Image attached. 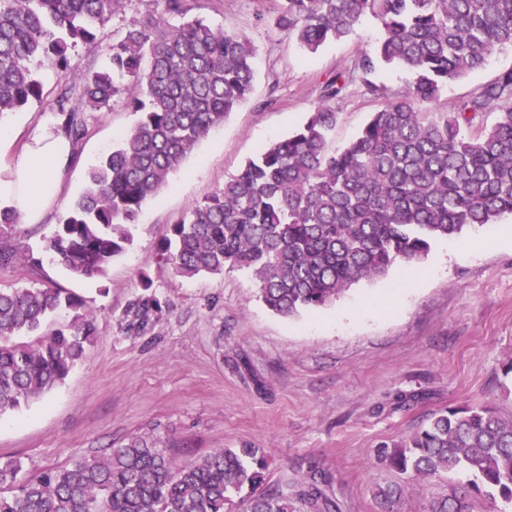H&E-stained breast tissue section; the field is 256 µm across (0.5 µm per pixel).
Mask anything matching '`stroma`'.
Instances as JSON below:
<instances>
[{"mask_svg":"<svg viewBox=\"0 0 512 512\" xmlns=\"http://www.w3.org/2000/svg\"><path fill=\"white\" fill-rule=\"evenodd\" d=\"M278 0H197L211 24L246 36L254 46L251 96L187 155L169 185L134 226V244L105 277L74 279L58 264L39 275L0 268V288L57 287L91 300L97 335L63 383L26 407L0 415V457L20 459L33 476L93 458L138 434L160 438L178 461L218 448L261 449L270 482L307 483L339 512H378V487L401 484L394 512H429L448 483L407 481L378 459L382 442L409 434L448 405L487 402L512 413L500 387L512 356V215L437 243L422 264L393 266L361 280L331 305L288 317L270 311L244 271L188 279L158 254L168 227L188 213L257 151L292 133L321 101L322 87L371 48L376 20L308 54L260 16ZM42 102L0 118L10 142L0 167L11 174L38 129L52 123L55 75L47 62ZM512 68V49L449 84L429 104L456 111L460 102ZM381 99L348 84L336 98L339 120L330 145L356 137ZM121 101L88 116V133L64 163L55 190L26 244L39 249L84 187V171L135 123ZM147 273L163 312L139 335L123 315Z\"/></svg>","mask_w":512,"mask_h":512,"instance_id":"obj_1","label":"stroma"}]
</instances>
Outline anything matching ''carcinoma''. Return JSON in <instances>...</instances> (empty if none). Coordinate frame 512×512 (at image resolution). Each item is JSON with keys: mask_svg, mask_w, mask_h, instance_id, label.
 I'll list each match as a JSON object with an SVG mask.
<instances>
[{"mask_svg": "<svg viewBox=\"0 0 512 512\" xmlns=\"http://www.w3.org/2000/svg\"><path fill=\"white\" fill-rule=\"evenodd\" d=\"M126 0H0V118L41 101L42 57L63 76L55 87L53 131L77 151L86 115L121 99L137 116L112 152L90 165L80 198L36 254L4 236L23 214L0 207V268L33 274L43 256L77 278L102 276L133 244L143 207L169 184L188 153L253 92L250 41L191 14L190 0H159L162 12L131 19L105 47L104 27ZM268 23L309 53L349 37L366 17L380 24L375 46L326 83L321 104L287 137L261 148L161 241L162 259L187 278L246 269L273 312L322 308L351 284L416 265L440 240L512 214V68L471 93L448 116L422 106L448 83L481 69L512 46V0H279ZM178 18L171 24L166 18ZM81 48L105 51L85 71ZM383 66L410 75L405 89L373 112L344 148H329L342 88L372 80ZM491 119L478 139L462 127ZM142 292L125 309L128 332L162 313ZM73 312L61 324L55 314ZM96 336L85 298L59 288L0 289V413L45 396L82 361ZM400 474L448 479L430 512H512V415L489 404L440 409L410 434L382 444ZM399 485L379 492L393 512ZM338 512L313 482H267L258 448H220L177 461L152 436L135 435L92 459L36 476L18 459L0 460V512Z\"/></svg>", "mask_w": 512, "mask_h": 512, "instance_id": "carcinoma-1", "label": "carcinoma"}]
</instances>
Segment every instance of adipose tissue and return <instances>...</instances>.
<instances>
[{"label": "adipose tissue", "mask_w": 512, "mask_h": 512, "mask_svg": "<svg viewBox=\"0 0 512 512\" xmlns=\"http://www.w3.org/2000/svg\"><path fill=\"white\" fill-rule=\"evenodd\" d=\"M68 152V142L43 129L29 148L21 175L15 179L0 176V200L17 206L28 219H35L45 189L55 182L57 166Z\"/></svg>", "instance_id": "1"}]
</instances>
